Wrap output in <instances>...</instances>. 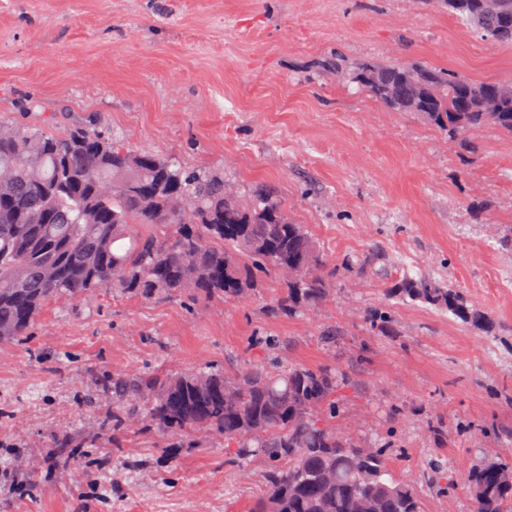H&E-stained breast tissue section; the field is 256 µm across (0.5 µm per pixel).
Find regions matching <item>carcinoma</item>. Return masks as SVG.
<instances>
[{
	"instance_id": "1",
	"label": "carcinoma",
	"mask_w": 512,
	"mask_h": 512,
	"mask_svg": "<svg viewBox=\"0 0 512 512\" xmlns=\"http://www.w3.org/2000/svg\"><path fill=\"white\" fill-rule=\"evenodd\" d=\"M489 41L512 19V0H423ZM354 79L375 100L417 112L463 149L487 127L512 134L508 81H477L417 65L363 61ZM224 172L185 169L88 128L54 134L0 128V345L28 338L44 307L112 289L151 300H240L263 280L285 282L268 311H314L331 293L324 251L282 202L244 203L225 193ZM398 304L428 306L479 332L494 318L463 291L423 276L386 289ZM336 373L305 365L231 373L203 369L112 379V436L147 407L171 439L216 432L235 454L268 459L253 512H421L414 485L390 475L379 448L336 435ZM443 493L455 476L437 467ZM472 512H512V460L470 466Z\"/></svg>"
}]
</instances>
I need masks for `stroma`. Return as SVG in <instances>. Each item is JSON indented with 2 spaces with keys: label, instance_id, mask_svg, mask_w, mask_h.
<instances>
[{
  "label": "stroma",
  "instance_id": "35a3bbf8",
  "mask_svg": "<svg viewBox=\"0 0 512 512\" xmlns=\"http://www.w3.org/2000/svg\"><path fill=\"white\" fill-rule=\"evenodd\" d=\"M337 53L343 72L320 67ZM363 60L512 79L511 46L421 0H0V125L91 122L223 170L241 200L265 185L336 269L329 300L292 317L267 311L277 280L244 302L106 290L48 304L27 340L0 346V512H250L264 458L212 435L167 447L146 416L116 442L98 425L116 375L241 371L276 352L347 383L337 432L388 449L422 512H470L465 488L441 494L428 472L512 459V250L499 241L512 229V136L485 128L460 154L421 115L362 91L351 68ZM408 275L463 289L496 335L386 299ZM72 446L97 450L99 481L52 466ZM18 457L37 475L16 471Z\"/></svg>",
  "mask_w": 512,
  "mask_h": 512
}]
</instances>
